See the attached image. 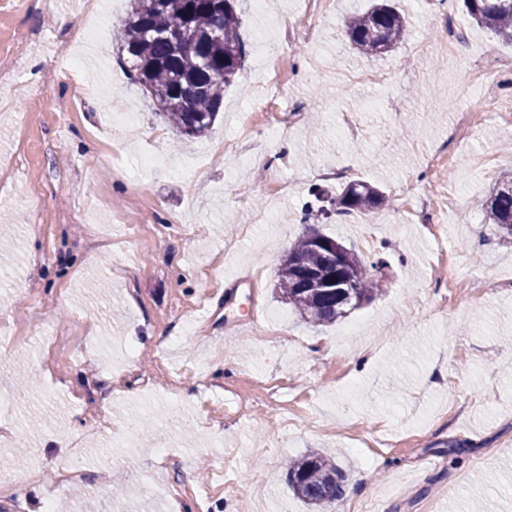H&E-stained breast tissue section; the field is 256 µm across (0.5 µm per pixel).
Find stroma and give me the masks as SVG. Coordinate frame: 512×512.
<instances>
[{
    "mask_svg": "<svg viewBox=\"0 0 512 512\" xmlns=\"http://www.w3.org/2000/svg\"><path fill=\"white\" fill-rule=\"evenodd\" d=\"M303 0H237L248 54L209 136L167 129L112 45L128 0H104L84 27L85 0H0V53L19 35L33 47L14 84L0 86V508L7 512H312L288 487L284 460L332 455L347 475L342 506L376 497L375 512H512V244L485 224L480 204L512 171V128L492 120L438 168L424 154L448 134L459 99H477L465 59L441 52L431 0H395L410 34L376 58L356 53L347 14L370 0H334L316 44L281 32ZM452 17L469 49L512 56V45L473 25L461 0ZM80 35L74 55L56 37ZM288 63L286 97L301 111L274 150L231 157L236 124L259 80L257 44ZM330 68L386 73L360 86L308 78L314 54ZM86 86L75 99L77 86ZM142 127L128 142L100 100ZM70 107L61 118L59 107ZM400 112L398 122L389 113ZM288 182L286 221L257 225L268 208L266 165ZM342 168L386 192L394 211L406 180L448 189V281L435 285L426 231L393 218L371 227L332 215L326 233L384 261L382 291L335 323L300 321L275 290L282 251L301 233L314 187ZM499 277L483 300L460 283ZM285 317L288 333L256 358L251 311ZM366 349L367 363L354 353ZM282 386L261 402L254 373ZM144 430L127 433L131 413ZM85 476L49 495L46 466Z\"/></svg>",
    "mask_w": 512,
    "mask_h": 512,
    "instance_id": "35a3bbf8",
    "label": "stroma"
}]
</instances>
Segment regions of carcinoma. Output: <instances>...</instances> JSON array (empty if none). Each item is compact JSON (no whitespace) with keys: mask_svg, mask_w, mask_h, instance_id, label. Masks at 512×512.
I'll return each mask as SVG.
<instances>
[{"mask_svg":"<svg viewBox=\"0 0 512 512\" xmlns=\"http://www.w3.org/2000/svg\"><path fill=\"white\" fill-rule=\"evenodd\" d=\"M131 10L112 26V39L150 106L182 139L209 134L246 57L235 0H130ZM467 14L496 38L512 44V0H464ZM193 38L171 36L179 25ZM346 35L365 57L385 55L407 34L404 17L381 3L347 17ZM386 195L363 180L348 182L332 204L336 212L369 214ZM485 223L512 241V174L501 177L483 203ZM382 261H368L327 235L316 220L281 257L276 289L282 302L312 326L331 324L381 291ZM348 282L349 288L338 283ZM289 488L308 506L325 509L344 495L346 475L328 456L311 452L288 461Z\"/></svg>","mask_w":512,"mask_h":512,"instance_id":"1","label":"carcinoma"}]
</instances>
